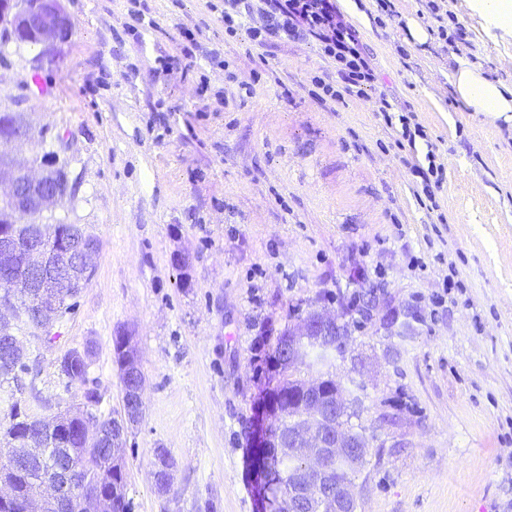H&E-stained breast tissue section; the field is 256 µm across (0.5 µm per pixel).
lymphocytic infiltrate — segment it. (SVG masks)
I'll list each match as a JSON object with an SVG mask.
<instances>
[{"instance_id":"lymphocytic-infiltrate-1","label":"lymphocytic infiltrate","mask_w":512,"mask_h":512,"mask_svg":"<svg viewBox=\"0 0 512 512\" xmlns=\"http://www.w3.org/2000/svg\"><path fill=\"white\" fill-rule=\"evenodd\" d=\"M222 18L225 36L235 38L246 30L259 46L282 39H315L322 57L335 64L339 78L335 84L313 78L318 103L375 86L377 76L358 32L337 0H224Z\"/></svg>"}]
</instances>
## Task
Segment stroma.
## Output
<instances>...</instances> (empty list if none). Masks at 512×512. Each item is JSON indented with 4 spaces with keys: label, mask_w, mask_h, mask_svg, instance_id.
Listing matches in <instances>:
<instances>
[{
    "label": "stroma",
    "mask_w": 512,
    "mask_h": 512,
    "mask_svg": "<svg viewBox=\"0 0 512 512\" xmlns=\"http://www.w3.org/2000/svg\"><path fill=\"white\" fill-rule=\"evenodd\" d=\"M143 2L139 21L131 0H61L72 29L52 58L35 65L39 47L24 45L0 69V108L65 136L73 192L42 223L100 240L54 341L21 339L35 374L21 402L47 418L119 415L113 339L128 332L146 378L122 448L129 512H266L248 455L284 378L271 357L324 309L353 324L323 373L361 387L357 512H512V125L471 111L450 81L466 63L511 84L512 35L448 0L453 43L434 31L420 43L409 25L428 28L424 0H393V17L338 0L378 82L321 106L311 78L336 71L316 41H228L221 0ZM184 27L236 81L182 58ZM382 95L423 126L414 147L397 146ZM430 152L445 167L432 210L410 172ZM359 296L372 307L361 319ZM88 344L91 407L59 368ZM158 448L175 461L164 492Z\"/></svg>",
    "instance_id": "35a3bbf8"
}]
</instances>
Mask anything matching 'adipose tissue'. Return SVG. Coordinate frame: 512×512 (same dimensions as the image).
Segmentation results:
<instances>
[{"mask_svg":"<svg viewBox=\"0 0 512 512\" xmlns=\"http://www.w3.org/2000/svg\"><path fill=\"white\" fill-rule=\"evenodd\" d=\"M459 99L472 111L491 119L512 122V87L487 79L476 68L463 65L453 76Z\"/></svg>","mask_w":512,"mask_h":512,"instance_id":"ef3b65f1","label":"adipose tissue"}]
</instances>
